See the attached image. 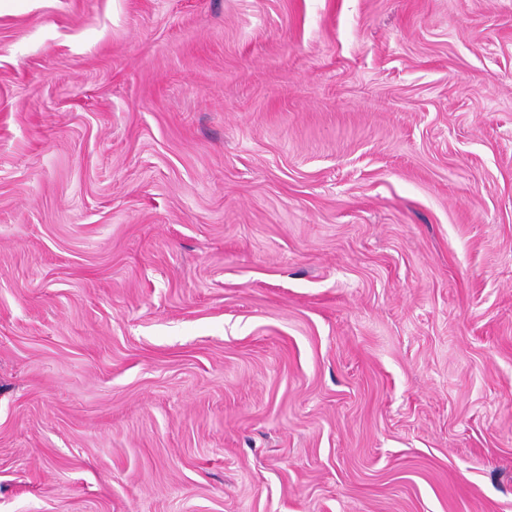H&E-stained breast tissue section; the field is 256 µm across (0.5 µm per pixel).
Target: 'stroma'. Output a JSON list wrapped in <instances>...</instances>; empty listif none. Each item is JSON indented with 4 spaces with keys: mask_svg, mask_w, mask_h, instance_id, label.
Wrapping results in <instances>:
<instances>
[{
    "mask_svg": "<svg viewBox=\"0 0 512 512\" xmlns=\"http://www.w3.org/2000/svg\"><path fill=\"white\" fill-rule=\"evenodd\" d=\"M0 512H512V0L1 7Z\"/></svg>",
    "mask_w": 512,
    "mask_h": 512,
    "instance_id": "1",
    "label": "stroma"
}]
</instances>
